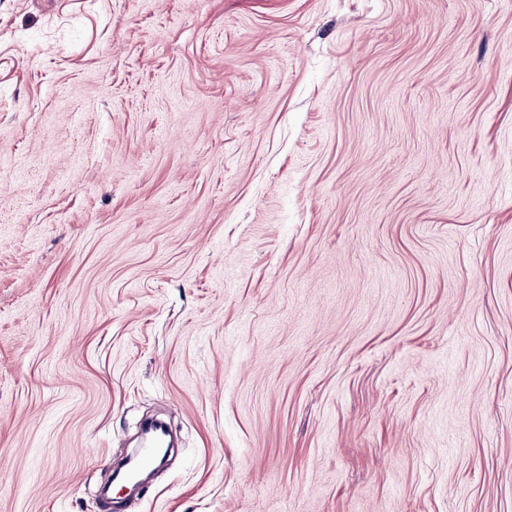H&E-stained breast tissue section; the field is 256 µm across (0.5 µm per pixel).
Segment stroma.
<instances>
[{"label":"stroma","mask_w":512,"mask_h":512,"mask_svg":"<svg viewBox=\"0 0 512 512\" xmlns=\"http://www.w3.org/2000/svg\"><path fill=\"white\" fill-rule=\"evenodd\" d=\"M512 512V0H0V512Z\"/></svg>","instance_id":"stroma-1"}]
</instances>
